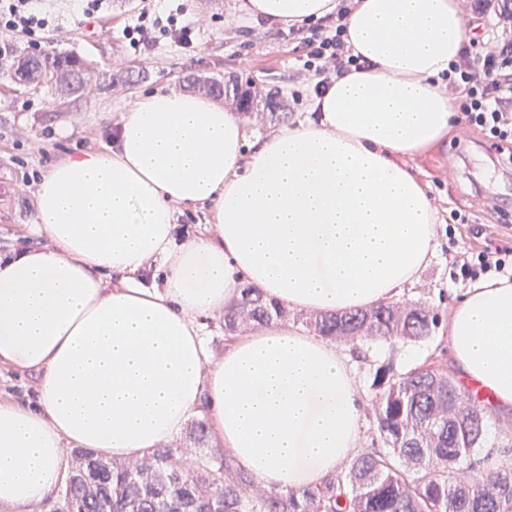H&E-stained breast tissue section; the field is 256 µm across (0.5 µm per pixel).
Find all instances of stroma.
<instances>
[{
	"label": "stroma",
	"instance_id": "1",
	"mask_svg": "<svg viewBox=\"0 0 512 512\" xmlns=\"http://www.w3.org/2000/svg\"><path fill=\"white\" fill-rule=\"evenodd\" d=\"M241 0H110L107 12L94 22L83 17L77 0H40L43 11L57 18L39 35L44 50L75 53L95 60L111 76L130 75L123 87L105 89L86 98L57 99L46 90H13L0 85V254L45 245L34 236L35 195L48 168L85 152H104L112 145L113 123L140 96L156 90L176 91L185 75L196 73L223 80L229 91L221 100L235 110L234 91L254 88L278 92L287 111H308L319 80L305 65L309 25L289 31L256 21L239 9ZM183 6V19L195 34L179 45L165 39L148 54H134L123 38L125 27L141 12L168 15ZM466 19L477 18L471 30L476 45L512 40L495 0H468ZM428 186L438 211L437 247L433 261L401 296L425 301L449 316L462 299L466 283L453 279L460 254L470 248L512 247V164L483 134L453 124L448 136L411 162ZM358 382L361 448L377 431L370 415L376 369L393 363L402 372L433 360L454 365L446 331L419 342H378L353 354L338 344ZM479 455H492L512 465V417L491 413Z\"/></svg>",
	"mask_w": 512,
	"mask_h": 512
}]
</instances>
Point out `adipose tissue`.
<instances>
[{
  "mask_svg": "<svg viewBox=\"0 0 512 512\" xmlns=\"http://www.w3.org/2000/svg\"><path fill=\"white\" fill-rule=\"evenodd\" d=\"M244 0L284 26L341 17L363 68L296 124L251 137L234 112L155 91L116 121L108 153L52 166L32 230L0 256V365L40 375L0 402V512H33L66 479V445L121 459L206 413L262 485H318L360 442L358 383L335 345L270 325L212 361L209 320L248 283L303 312L397 297L435 254L436 211L408 162L456 121L438 83L468 37L460 0ZM207 234L175 236L181 206ZM461 376L512 410V279L477 280L446 323Z\"/></svg>",
  "mask_w": 512,
  "mask_h": 512,
  "instance_id": "1",
  "label": "adipose tissue"
}]
</instances>
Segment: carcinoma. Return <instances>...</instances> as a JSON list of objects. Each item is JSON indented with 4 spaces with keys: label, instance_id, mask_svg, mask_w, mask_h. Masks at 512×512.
<instances>
[{
    "label": "carcinoma",
    "instance_id": "obj_1",
    "mask_svg": "<svg viewBox=\"0 0 512 512\" xmlns=\"http://www.w3.org/2000/svg\"><path fill=\"white\" fill-rule=\"evenodd\" d=\"M19 89L45 87L78 98L105 86L91 60L30 46L0 52V83ZM288 317V309L245 284L224 309V339L243 329ZM314 335L367 342H418L442 324L427 304L380 303L353 312L302 313ZM371 399L382 442L358 454L342 472L298 491L259 486L238 470L221 448L203 449L212 437L206 418L194 421L186 447L155 448L144 457L116 462L85 450L47 512H512V469L486 455L457 467L480 447L487 415L449 370L429 363L401 373L380 366Z\"/></svg>",
    "mask_w": 512,
    "mask_h": 512
}]
</instances>
